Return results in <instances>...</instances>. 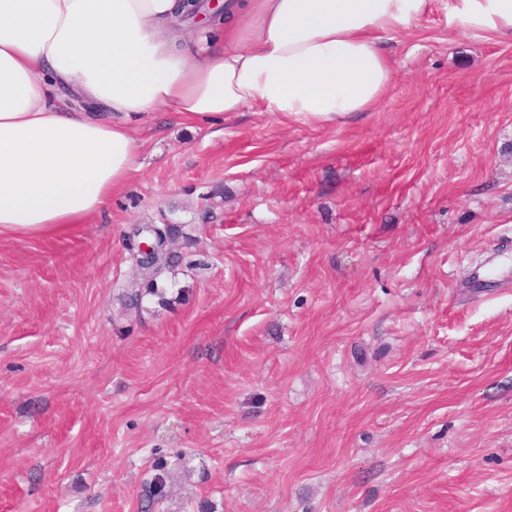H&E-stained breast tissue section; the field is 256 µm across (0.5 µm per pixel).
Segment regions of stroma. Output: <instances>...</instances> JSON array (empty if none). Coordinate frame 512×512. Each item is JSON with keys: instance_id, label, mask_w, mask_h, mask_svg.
Here are the masks:
<instances>
[{"instance_id": "35a3bbf8", "label": "stroma", "mask_w": 512, "mask_h": 512, "mask_svg": "<svg viewBox=\"0 0 512 512\" xmlns=\"http://www.w3.org/2000/svg\"><path fill=\"white\" fill-rule=\"evenodd\" d=\"M448 0L333 124L156 112L92 222L0 235V512H512V40ZM203 265L133 305L130 225Z\"/></svg>"}]
</instances>
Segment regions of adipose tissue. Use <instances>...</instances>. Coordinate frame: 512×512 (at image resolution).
I'll return each instance as SVG.
<instances>
[{"label":"adipose tissue","mask_w":512,"mask_h":512,"mask_svg":"<svg viewBox=\"0 0 512 512\" xmlns=\"http://www.w3.org/2000/svg\"><path fill=\"white\" fill-rule=\"evenodd\" d=\"M182 0H0V230L99 214L138 168L151 113L190 125L258 107L304 124L367 112L384 41L430 0H240L194 35ZM449 22L512 39V0H448Z\"/></svg>","instance_id":"1"}]
</instances>
